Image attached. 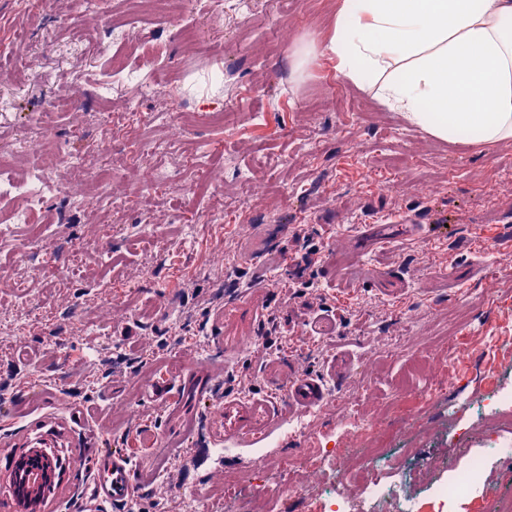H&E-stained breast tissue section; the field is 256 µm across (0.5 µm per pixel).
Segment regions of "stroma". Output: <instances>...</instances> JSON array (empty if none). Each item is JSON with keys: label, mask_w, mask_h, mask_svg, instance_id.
<instances>
[{"label": "stroma", "mask_w": 512, "mask_h": 512, "mask_svg": "<svg viewBox=\"0 0 512 512\" xmlns=\"http://www.w3.org/2000/svg\"><path fill=\"white\" fill-rule=\"evenodd\" d=\"M205 11L179 2L163 20L134 16L133 0H0V150L13 168L39 114L74 95L79 109L56 112L46 154L81 163L110 146L117 160L102 197L89 175L42 190L52 273L36 260L26 271L48 321L26 342L50 361L18 359L15 338L0 335V413L26 408L0 436V512H23L7 479L14 444L58 416L59 392L94 409L104 447H126L140 424L165 432V409L145 395L150 374L189 350L212 355L210 312L249 287L264 290L268 324L219 390L265 391L268 355L319 375L346 351L351 370L329 393L359 418L314 412L303 436L285 424L259 447L199 445L192 459L180 446L140 450L137 468L161 463L177 477L161 496L142 488L141 512L185 499L213 512H377L374 478L394 512H484L512 489V430L497 445L484 435L512 414V143L434 137L342 78L320 52L336 0H221L207 22ZM150 33L163 56L132 55ZM221 111L223 122L205 121ZM179 115L194 126L174 146L186 163L157 189L141 168H167L158 146ZM393 221L405 235L363 255L371 275L347 290L329 279L334 241ZM254 239L282 255L261 280L242 261ZM313 311L335 316V336H310ZM365 451L377 455L367 470L355 461ZM61 454L69 470L40 512L82 510L97 451ZM475 456L479 485L447 499ZM215 468L223 484L209 481Z\"/></svg>", "instance_id": "stroma-1"}]
</instances>
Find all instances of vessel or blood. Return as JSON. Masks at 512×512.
Masks as SVG:
<instances>
[{
    "instance_id": "obj_1",
    "label": "vessel or blood",
    "mask_w": 512,
    "mask_h": 512,
    "mask_svg": "<svg viewBox=\"0 0 512 512\" xmlns=\"http://www.w3.org/2000/svg\"><path fill=\"white\" fill-rule=\"evenodd\" d=\"M264 313L261 290L249 288L230 303L212 311L211 335L231 356L252 351L256 346V328ZM351 364L349 353L336 354L328 362L325 377L305 374L298 361L287 356L268 359L265 364L269 383L260 396L227 392L216 394V383L223 376L222 365L194 353L184 354L181 362L168 365L149 384V396L167 406V434L189 441L195 427H203L208 446L220 447L235 442L242 448L254 447L266 438L288 416L306 412L327 399V380L347 374ZM61 419L49 427L34 425L24 445L28 448H56L69 439L73 431L96 436L90 427V410L69 402L60 394ZM167 434L140 432L134 448H156L165 443ZM133 455L130 451H102L93 475L82 491L85 512H104L106 506H129L137 499L139 487L132 477Z\"/></svg>"
}]
</instances>
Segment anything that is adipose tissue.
<instances>
[{
  "label": "adipose tissue",
  "mask_w": 512,
  "mask_h": 512,
  "mask_svg": "<svg viewBox=\"0 0 512 512\" xmlns=\"http://www.w3.org/2000/svg\"><path fill=\"white\" fill-rule=\"evenodd\" d=\"M321 51L438 138L512 141V0H339Z\"/></svg>",
  "instance_id": "1"
}]
</instances>
